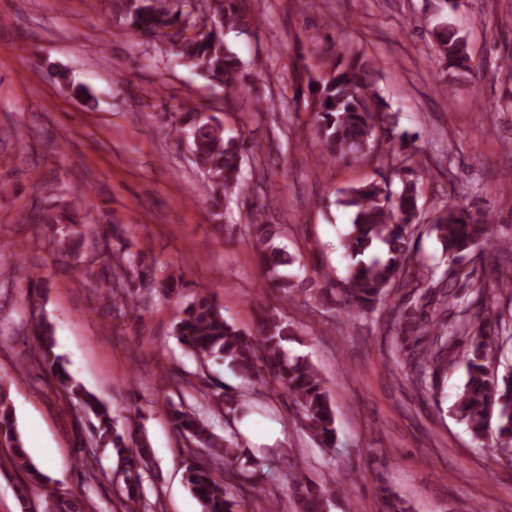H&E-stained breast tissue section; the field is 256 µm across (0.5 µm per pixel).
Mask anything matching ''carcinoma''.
<instances>
[{
  "label": "carcinoma",
  "mask_w": 512,
  "mask_h": 512,
  "mask_svg": "<svg viewBox=\"0 0 512 512\" xmlns=\"http://www.w3.org/2000/svg\"><path fill=\"white\" fill-rule=\"evenodd\" d=\"M192 9L157 7L153 0H120L121 12L128 26L152 38H165L172 55L208 78L224 85L225 98L243 95L254 81L240 57L224 44V30H247L248 15L242 0H189ZM209 18L208 32L181 36L183 28ZM444 69L448 72L471 68L466 37L454 25L444 21L432 31ZM311 106L322 155L329 161L366 158L378 153L382 143L391 155L410 158L420 151L419 135L397 130V120L378 91L369 62L352 53L332 52L326 70L317 78L309 77L306 90H298ZM168 134L189 136L192 162L209 180L214 215L223 216L224 201L230 190L241 187L243 165L253 156L247 138L225 136L224 120L217 114L198 118L195 112H183L169 128ZM402 179L401 191L390 189V182L370 181L342 188L336 204L352 215L342 247L350 259L349 273L338 285L327 274L318 292L325 309L346 313L374 311L389 304L398 289H409L422 300L412 308L400 304L390 309L389 325L400 339L398 352L401 366L407 367L425 383L426 373L435 377L464 359L468 380L450 412L467 426L482 446L495 438L494 447H512V370L499 376L489 369V359L498 344L500 318L493 315L491 300L495 292L512 290V242L494 240L489 212L466 206H445L428 225L448 261L440 278L413 269L416 252L412 227L420 222L421 195L419 178L411 166L395 171ZM69 221L55 241L61 255L77 251L83 232L80 223L69 214ZM253 252L259 260L265 286L287 297L301 291L302 281L284 271L292 261L278 243L282 225L272 224L256 211L245 225ZM383 247L384 256L372 251ZM488 257L508 252L505 267L490 265L489 271L461 264L473 250ZM103 259L110 263L111 279L101 288L104 297L117 311L135 312L137 292L148 284L162 297L179 292L181 277L171 270L161 275L144 267L141 248L122 244L91 255L90 262ZM455 308L474 312V320L460 334L447 324V313ZM175 336L183 349L205 366L211 357L229 361L238 376L248 384L245 390L231 391L224 383L212 381L203 394L206 404L224 414V424L237 419L246 408L264 406L284 391L299 408L306 431L328 450L336 447L337 429L328 390L316 367L300 356L288 353L286 344L295 336L293 325L279 312L260 309L255 332H248L224 318L222 308L206 295H197L185 304L182 317L174 326ZM33 336L35 356L40 365L55 378L63 393L83 404L93 415L98 443L112 448L117 458V473L122 485L118 498L121 512H151L152 504L144 496V483L161 480L148 435L141 426L129 424L118 428L109 408L70 374L63 359L56 354L54 326L47 318L35 321ZM173 429L187 443L190 461L185 468V482L201 506V512H237L239 504L232 486L253 478L269 466L242 451V435L224 429L215 432L201 413L184 403L167 402ZM0 472L23 471L28 480L16 484L15 496L20 507L27 505L31 485L42 488L45 512H93L86 498L60 494L48 485L47 476L31 461L21 438L12 405L0 386ZM294 493L299 512H330L337 491L294 477ZM381 498L385 512H409L406 503L390 489Z\"/></svg>",
  "instance_id": "cac0c4a2"
}]
</instances>
